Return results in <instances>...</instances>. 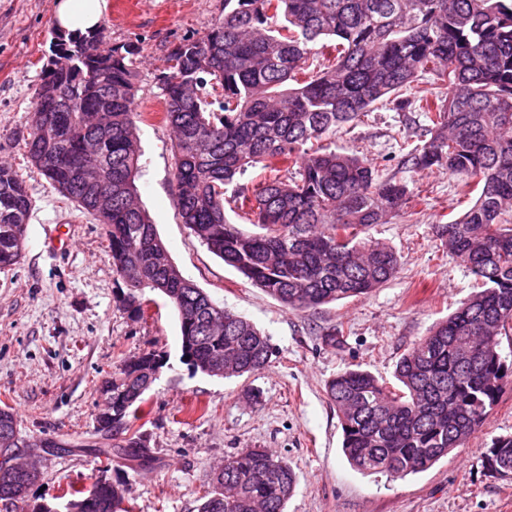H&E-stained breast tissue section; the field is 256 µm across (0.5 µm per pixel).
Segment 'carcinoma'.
Masks as SVG:
<instances>
[{"label":"carcinoma","instance_id":"carcinoma-1","mask_svg":"<svg viewBox=\"0 0 512 512\" xmlns=\"http://www.w3.org/2000/svg\"><path fill=\"white\" fill-rule=\"evenodd\" d=\"M71 66L43 72L26 157L67 199L101 224L126 292L141 315L143 290L178 314L182 351L196 372L224 361V377L263 370L270 339L186 278L141 206L135 74L138 43L104 45L103 29L56 35ZM431 74L448 90L422 93ZM173 133V203L206 248L284 306L300 311L364 297L396 277L401 256L367 231L412 202L413 192L355 154L324 145L380 102L424 112L427 137L397 140L419 175L444 170L480 186L474 205L438 239L483 282L396 362L395 383L346 367L326 386L342 448L363 474L401 479L428 470L485 422L512 384L500 337L512 330V0H224V19L169 53L157 75ZM261 167L251 192L237 177ZM234 205L258 231L225 216ZM31 199L0 164V270L23 256ZM153 351L102 387L105 408L86 444L99 464L151 461L132 430L161 367ZM20 447L17 415L0 407V457ZM492 477L512 478V435L482 456ZM21 478L0 465V500L22 503ZM296 475L266 448L224 458L198 512H285ZM67 493L82 512H107L95 482Z\"/></svg>","mask_w":512,"mask_h":512}]
</instances>
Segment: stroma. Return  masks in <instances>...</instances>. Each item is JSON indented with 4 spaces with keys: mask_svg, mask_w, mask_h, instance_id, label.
I'll list each match as a JSON object with an SVG mask.
<instances>
[{
    "mask_svg": "<svg viewBox=\"0 0 512 512\" xmlns=\"http://www.w3.org/2000/svg\"><path fill=\"white\" fill-rule=\"evenodd\" d=\"M52 2L0 0V162L21 174L31 197L25 252L19 264L0 270V403L17 414L22 441L53 443L33 451L42 485L31 488L25 508L0 502V512H64L63 487L88 489L99 478L123 490L132 512H197L217 466L245 448L287 458L297 484L286 512H512V480L489 477L482 467L493 439L512 435V386L463 447L397 480L348 464L326 395L328 381L351 364L392 380L398 358L478 288L434 232L467 211L476 190L461 192L442 170L418 176L393 153L396 138L425 135L424 113L380 107L334 142L420 191L413 215L370 231L400 254L397 276L363 298L310 311L285 308L210 253L173 204L172 133L161 117L156 76L174 45L200 39L223 17L224 0H108L107 45L141 47L135 66L141 201L182 274L262 329L273 347L269 365L254 375L196 373L183 358L170 302L148 290L143 318L123 310L102 226L24 155L35 89L56 31ZM339 324L343 345H326L323 335ZM146 351L162 355L164 365L133 427L147 438L154 462L134 469L116 460L98 472L84 444L103 407L100 385Z\"/></svg>",
    "mask_w": 512,
    "mask_h": 512,
    "instance_id": "1",
    "label": "stroma"
}]
</instances>
